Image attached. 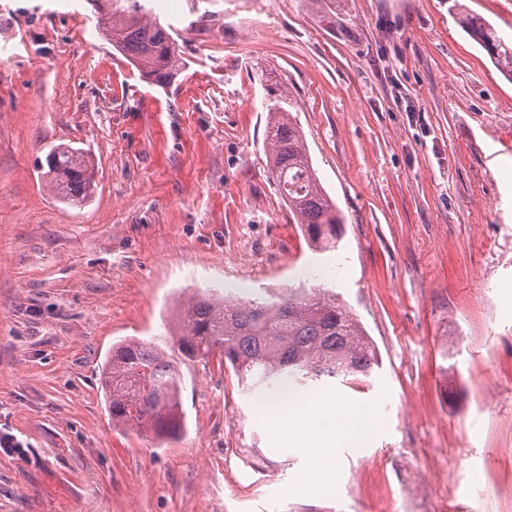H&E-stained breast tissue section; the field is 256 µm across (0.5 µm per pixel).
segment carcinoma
<instances>
[{"label": "carcinoma", "instance_id": "cac0c4a2", "mask_svg": "<svg viewBox=\"0 0 512 512\" xmlns=\"http://www.w3.org/2000/svg\"><path fill=\"white\" fill-rule=\"evenodd\" d=\"M146 2L111 0L105 12L100 0H90L112 47L144 81L166 88L181 70V57L171 26L153 16ZM462 24L496 66L512 75V44L477 15L464 16ZM268 112L265 151L288 213L310 244L334 251L343 233L339 209L321 185L290 113L277 103ZM47 157L44 177L60 201L78 206L93 197L95 168L83 151L58 146ZM177 350L183 361L219 355V364L231 367L241 390L259 396L284 386L311 390L326 379L362 382L379 367L371 336L326 288H290L269 304L200 297L186 311ZM101 387L112 426L138 427L158 440L181 432V374L155 342L113 345Z\"/></svg>", "mask_w": 512, "mask_h": 512}]
</instances>
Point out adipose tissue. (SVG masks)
Listing matches in <instances>:
<instances>
[{
	"instance_id": "ef3b65f1",
	"label": "adipose tissue",
	"mask_w": 512,
	"mask_h": 512,
	"mask_svg": "<svg viewBox=\"0 0 512 512\" xmlns=\"http://www.w3.org/2000/svg\"><path fill=\"white\" fill-rule=\"evenodd\" d=\"M256 413L288 444L306 450L308 470L300 490L313 498L337 493L340 451L369 447L382 427L377 408L328 395L263 399L258 401Z\"/></svg>"
}]
</instances>
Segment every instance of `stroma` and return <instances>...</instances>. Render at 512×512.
I'll use <instances>...</instances> for the list:
<instances>
[{
  "instance_id": "35a3bbf8",
  "label": "stroma",
  "mask_w": 512,
  "mask_h": 512,
  "mask_svg": "<svg viewBox=\"0 0 512 512\" xmlns=\"http://www.w3.org/2000/svg\"><path fill=\"white\" fill-rule=\"evenodd\" d=\"M183 69L161 89L87 0H0V512H512V78L461 28L512 42V0H152ZM302 130L344 224L315 253L268 173L267 107ZM84 151L81 206L45 184ZM329 288L381 360L322 394L376 405L370 448L310 498L306 451L231 368L184 362L185 428H114L113 344L177 348L180 295ZM45 161L48 171L44 177L60 201L78 206L93 197L96 187L95 168L83 151L70 146H58L50 150Z\"/></svg>"
}]
</instances>
